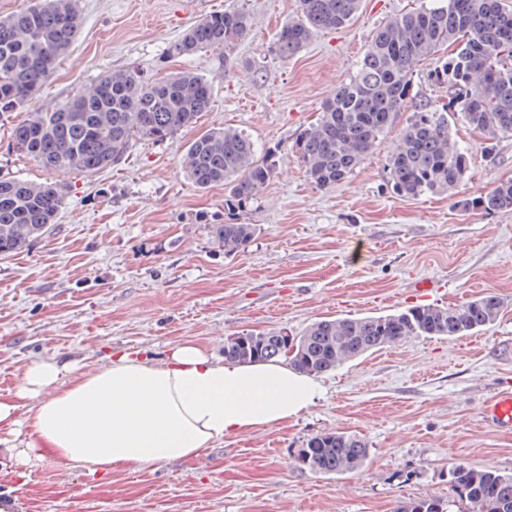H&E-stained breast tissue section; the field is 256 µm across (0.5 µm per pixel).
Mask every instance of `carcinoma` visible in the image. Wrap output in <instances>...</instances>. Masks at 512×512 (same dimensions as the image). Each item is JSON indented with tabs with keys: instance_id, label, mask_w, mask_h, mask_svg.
Instances as JSON below:
<instances>
[{
	"instance_id": "carcinoma-1",
	"label": "carcinoma",
	"mask_w": 512,
	"mask_h": 512,
	"mask_svg": "<svg viewBox=\"0 0 512 512\" xmlns=\"http://www.w3.org/2000/svg\"><path fill=\"white\" fill-rule=\"evenodd\" d=\"M299 3V18L285 23L277 35L276 49L284 59L300 52L314 31L349 23L360 6V0ZM81 25L74 0H34L25 10L0 19V118L20 107L32 108L11 129L13 153L46 169L96 172L123 163L133 142L172 137L210 110L212 84L193 71L150 79L125 68L101 73L88 89L50 112L42 111L34 96ZM249 28L250 15L243 9L212 12L171 44L168 54L230 49ZM445 45L450 53L429 77L448 93V103L436 108L427 100H412L413 71ZM410 101L414 111L391 146L387 181L394 194L405 198L450 194L469 169L466 151L452 136L454 109L489 140L512 137V9L502 0H442L391 18L376 33L356 74L295 141L310 180L329 188L345 179L380 144ZM185 172L201 189L230 185L224 209L232 215L258 197L271 166L255 158L253 142L241 131L223 127L190 141ZM63 204V191L51 183L1 179L0 255L24 251L41 238ZM465 206L511 210L512 180L466 200ZM211 228L226 253L247 247L257 232L254 224L234 222ZM503 308L502 299L488 293L456 307L418 305L397 314L317 321L299 336L303 353L291 357L290 364L315 375L408 338L466 336L494 324ZM284 357L285 343L276 332L265 334L256 356L249 359L237 344L224 346V358L243 363ZM368 454L367 443L358 436L324 432L306 439L297 462L311 472L340 474L363 467ZM449 475L467 512H512V475L463 464ZM397 512H446V507L428 498Z\"/></svg>"
}]
</instances>
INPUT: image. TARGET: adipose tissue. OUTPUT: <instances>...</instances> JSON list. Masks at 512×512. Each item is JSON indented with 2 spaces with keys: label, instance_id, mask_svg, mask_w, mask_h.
Segmentation results:
<instances>
[{
  "label": "adipose tissue",
  "instance_id": "adipose-tissue-1",
  "mask_svg": "<svg viewBox=\"0 0 512 512\" xmlns=\"http://www.w3.org/2000/svg\"><path fill=\"white\" fill-rule=\"evenodd\" d=\"M321 395L313 376L284 362L224 361L186 342L162 362L122 352L93 373L34 362L0 399V432L23 439L19 462L43 446L64 464L108 475L199 456L291 420Z\"/></svg>",
  "mask_w": 512,
  "mask_h": 512
}]
</instances>
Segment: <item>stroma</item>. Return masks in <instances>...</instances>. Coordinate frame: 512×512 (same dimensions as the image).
Wrapping results in <instances>:
<instances>
[{
    "instance_id": "obj_1",
    "label": "stroma",
    "mask_w": 512,
    "mask_h": 512,
    "mask_svg": "<svg viewBox=\"0 0 512 512\" xmlns=\"http://www.w3.org/2000/svg\"><path fill=\"white\" fill-rule=\"evenodd\" d=\"M437 0H361L356 16L316 31L296 56L275 38L299 0H76L82 27L35 97L50 110L107 70L150 77L191 70L211 81L213 102L194 127L134 142L119 166L94 173L49 170L8 149L0 120V178L64 187L56 224L29 250L0 255V396L30 364L77 363L93 371L113 352L155 358L183 341L223 356L229 337L253 330L297 336L323 319L382 316L413 306H456L493 293L505 306L466 336L413 337L319 375L322 397L280 426L215 443L199 456L97 477L49 451L21 464L0 453V512H395L439 497L465 512L449 483L457 464L512 473V433L484 417L512 380V211L464 208V199L512 179V138L489 143L452 121L470 171L452 194L406 199L386 179L404 108L381 145L351 175L323 189L292 146L324 102L349 82L375 32L396 14ZM239 8L252 21L231 52L169 57L199 19ZM230 125L272 166L257 200L237 214L258 227L226 255L212 236L227 186L196 187L184 173L188 143ZM428 278L421 292L414 281ZM364 439L353 473L324 476L295 461L321 432Z\"/></svg>"
}]
</instances>
